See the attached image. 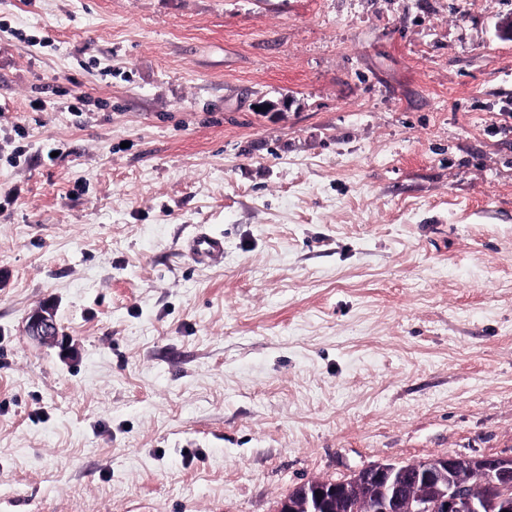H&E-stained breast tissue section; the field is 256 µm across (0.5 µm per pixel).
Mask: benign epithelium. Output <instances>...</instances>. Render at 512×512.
<instances>
[{"mask_svg":"<svg viewBox=\"0 0 512 512\" xmlns=\"http://www.w3.org/2000/svg\"><path fill=\"white\" fill-rule=\"evenodd\" d=\"M29 336L53 340L58 336L53 309L33 313L26 325ZM410 467L375 464L343 483H313L297 487L280 504V512H327L330 498L351 500L357 490L369 491L371 512H489L497 506L512 512V457L439 456L415 465L420 492L404 493Z\"/></svg>","mask_w":512,"mask_h":512,"instance_id":"1","label":"benign epithelium"}]
</instances>
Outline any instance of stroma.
Returning <instances> with one entry per match:
<instances>
[{"label": "stroma", "mask_w": 512, "mask_h": 512, "mask_svg": "<svg viewBox=\"0 0 512 512\" xmlns=\"http://www.w3.org/2000/svg\"><path fill=\"white\" fill-rule=\"evenodd\" d=\"M509 16L0 0V512H277L512 455ZM189 252L200 264H209L224 257V237L210 232L199 233L188 242ZM28 336L37 340H54L58 336L53 309L50 306L33 313L26 325Z\"/></svg>", "instance_id": "1"}]
</instances>
